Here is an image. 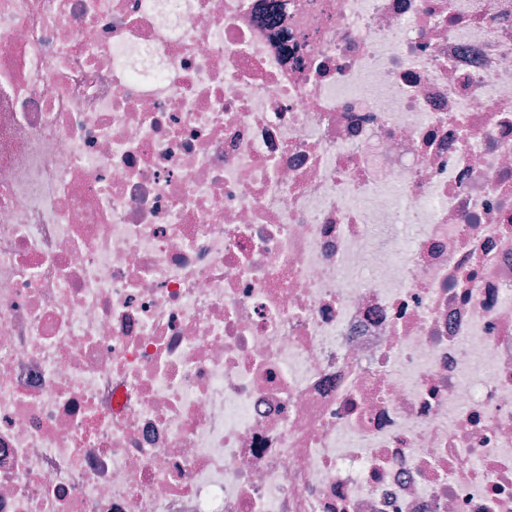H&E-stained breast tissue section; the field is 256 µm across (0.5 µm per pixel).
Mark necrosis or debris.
Masks as SVG:
<instances>
[{
    "mask_svg": "<svg viewBox=\"0 0 512 512\" xmlns=\"http://www.w3.org/2000/svg\"><path fill=\"white\" fill-rule=\"evenodd\" d=\"M0 512H512V0H0Z\"/></svg>",
    "mask_w": 512,
    "mask_h": 512,
    "instance_id": "1",
    "label": "necrosis or debris"
}]
</instances>
